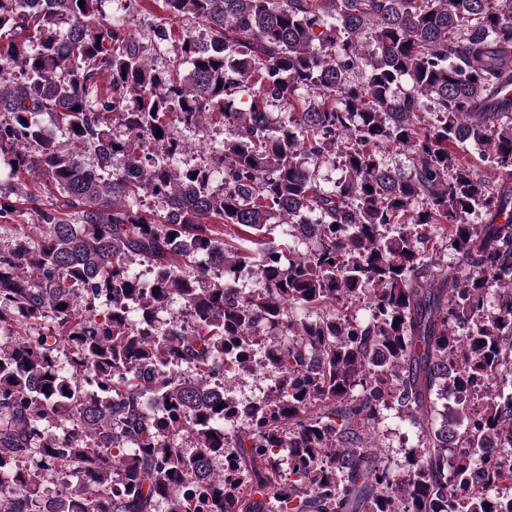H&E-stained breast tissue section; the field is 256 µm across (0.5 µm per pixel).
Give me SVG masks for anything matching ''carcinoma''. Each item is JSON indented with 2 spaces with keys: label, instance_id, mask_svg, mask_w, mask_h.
<instances>
[{
  "label": "carcinoma",
  "instance_id": "obj_1",
  "mask_svg": "<svg viewBox=\"0 0 512 512\" xmlns=\"http://www.w3.org/2000/svg\"><path fill=\"white\" fill-rule=\"evenodd\" d=\"M115 2L0 0V158L57 191L0 188V219L21 196L39 228L0 248V331L50 323L0 342V512H42L46 473L78 488L49 512H512V465L485 455L512 451V3L157 0L145 39ZM216 115L224 168L177 163ZM175 298L191 322L160 331ZM258 363L267 397L224 395ZM392 407L420 431L401 473L362 436ZM204 454L227 466L196 487Z\"/></svg>",
  "mask_w": 512,
  "mask_h": 512
}]
</instances>
